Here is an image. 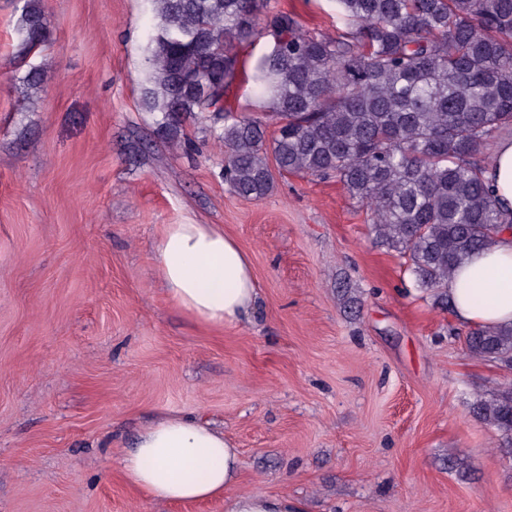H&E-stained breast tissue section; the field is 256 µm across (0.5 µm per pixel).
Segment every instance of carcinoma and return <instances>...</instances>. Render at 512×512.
I'll return each mask as SVG.
<instances>
[{
  "label": "carcinoma",
  "mask_w": 512,
  "mask_h": 512,
  "mask_svg": "<svg viewBox=\"0 0 512 512\" xmlns=\"http://www.w3.org/2000/svg\"><path fill=\"white\" fill-rule=\"evenodd\" d=\"M346 30H304L264 0H151L143 102L173 139L188 119L224 143V180L260 199L274 173L334 178L371 212L375 243L406 258L417 286L449 306L448 279L512 219L478 158L512 133V0H337ZM30 53L50 23L39 0L18 20ZM273 38L251 76L267 120L233 116L239 49ZM274 127L271 138L266 129ZM474 358L512 372V326H472ZM472 415L512 449V382Z\"/></svg>",
  "instance_id": "1"
}]
</instances>
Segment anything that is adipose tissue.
<instances>
[{
  "label": "adipose tissue",
  "mask_w": 512,
  "mask_h": 512,
  "mask_svg": "<svg viewBox=\"0 0 512 512\" xmlns=\"http://www.w3.org/2000/svg\"><path fill=\"white\" fill-rule=\"evenodd\" d=\"M488 178L496 199L512 211V140H498ZM157 262L172 301L208 325L247 317L258 287L247 254L221 226L170 224ZM455 318L466 325H512V230L468 256L448 282ZM131 485L167 502L220 498L224 512H305L299 502L275 495L236 492L239 454L221 428L189 416H161L138 434L121 460Z\"/></svg>",
  "instance_id": "ef3b65f1"
}]
</instances>
